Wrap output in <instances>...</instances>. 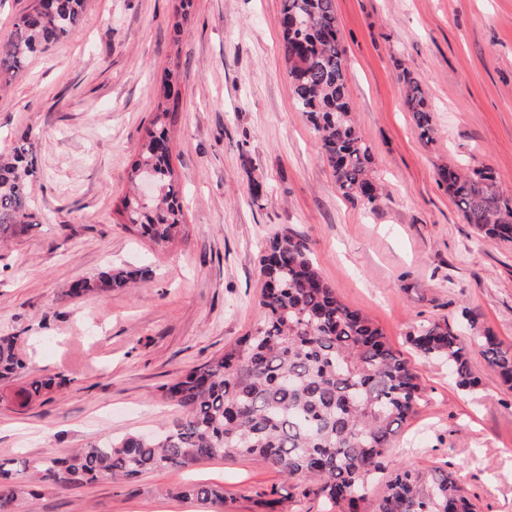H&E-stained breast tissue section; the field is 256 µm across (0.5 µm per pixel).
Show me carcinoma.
I'll return each mask as SVG.
<instances>
[{
	"instance_id": "carcinoma-1",
	"label": "carcinoma",
	"mask_w": 512,
	"mask_h": 512,
	"mask_svg": "<svg viewBox=\"0 0 512 512\" xmlns=\"http://www.w3.org/2000/svg\"><path fill=\"white\" fill-rule=\"evenodd\" d=\"M84 0H35L31 10L0 36V85L9 83L31 55L66 37L82 18ZM280 45L297 108L319 135L321 159L347 201L377 206L380 187L374 157L352 118L348 64L334 0H283ZM177 74L167 69L158 103L127 170L130 185L149 175L152 198L131 191L116 207L119 224L159 248L188 237L169 133L178 118ZM405 104L421 140H433V111L419 81L404 71ZM38 168L32 132L23 131L0 154V233L38 223L30 183ZM439 182L468 224L485 236L512 243V199L500 193L492 172L438 168ZM148 268H110L61 294L70 299L109 293L149 276ZM263 281L256 303L262 317L238 339L177 381L162 396L180 415L158 434L106 436L70 455L0 460V512H12L26 493L15 476L64 488L101 477L133 481L169 467L185 468L217 457L259 460L286 480L308 481L343 512H477L476 503L448 471L422 473L408 466L384 474L381 458L422 397L417 374L363 312L336 296L321 276L307 239L284 231L262 249ZM489 372L512 386V346L490 333L473 337ZM425 358L446 362L461 387L476 384L458 334L448 322L428 320L411 334ZM25 362L18 337L0 336V381L20 375ZM53 387L32 381L27 402ZM179 495L224 504V488L190 484Z\"/></svg>"
}]
</instances>
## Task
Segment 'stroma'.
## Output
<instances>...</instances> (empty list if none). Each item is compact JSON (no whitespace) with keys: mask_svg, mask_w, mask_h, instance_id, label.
<instances>
[{"mask_svg":"<svg viewBox=\"0 0 512 512\" xmlns=\"http://www.w3.org/2000/svg\"><path fill=\"white\" fill-rule=\"evenodd\" d=\"M87 0L81 22L0 91V152L19 130L38 139L32 195L39 224L0 246V335L20 339L25 373L0 383V460L39 458L106 435L156 429L177 410L161 387L258 323L259 242L308 237L322 277L367 314L420 377L416 413L383 455L385 471L443 468L479 512H512V388L470 356L478 384L416 353L414 326L448 321L463 337L512 342V245L481 238L438 181L441 162L489 167L512 195V0H335L356 128L370 145L377 207L342 198L318 135L296 107L280 53L282 0ZM180 62L173 165L189 237L160 249L113 220L124 172L152 117L154 86ZM434 112L423 143L401 70ZM149 279L65 303L61 293L108 267ZM470 310L474 324L462 312ZM60 388L20 405L35 378ZM204 482L224 504L180 497ZM322 512L250 459L45 487L14 512Z\"/></svg>","mask_w":512,"mask_h":512,"instance_id":"obj_1","label":"stroma"}]
</instances>
